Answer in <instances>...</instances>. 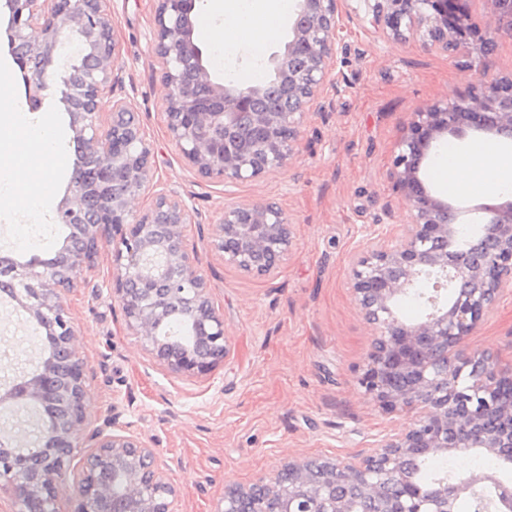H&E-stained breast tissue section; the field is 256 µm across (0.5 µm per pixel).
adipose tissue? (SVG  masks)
Here are the masks:
<instances>
[{"mask_svg": "<svg viewBox=\"0 0 512 512\" xmlns=\"http://www.w3.org/2000/svg\"><path fill=\"white\" fill-rule=\"evenodd\" d=\"M289 0H250L248 14L226 9L224 0H208L206 36L213 49L232 55L235 44L227 39L230 29L247 26L251 14H269L279 17L289 12ZM444 173L450 188L464 190L473 183L481 182L489 194L512 192V150L492 142L475 144L445 167Z\"/></svg>", "mask_w": 512, "mask_h": 512, "instance_id": "obj_1", "label": "adipose tissue"}]
</instances>
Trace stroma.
<instances>
[{"instance_id": "obj_1", "label": "stroma", "mask_w": 512, "mask_h": 512, "mask_svg": "<svg viewBox=\"0 0 512 512\" xmlns=\"http://www.w3.org/2000/svg\"><path fill=\"white\" fill-rule=\"evenodd\" d=\"M475 27L454 51L439 54L418 38L380 40L369 22L348 21L351 46L346 82L328 88L325 109L310 113L285 170L234 189L236 200L270 198L296 229L292 258L274 278L224 266L209 237L224 210V187L199 179L169 141L164 92L150 38L154 0H112L122 54L121 96L140 112L152 144L155 177L194 209L186 239L224 313L229 353L215 375L183 381L155 365L126 329L117 300L97 293L112 274L110 248L66 294L85 358L89 427L105 419L131 425L150 440L181 490L179 512H212L230 483L247 484L290 457H349L370 452L379 439L409 429L414 411H387L359 384L372 330L356 308L348 261L369 225L399 214L403 202L389 171L395 143L410 113L467 94L488 79H512V36L490 35L487 0H464ZM9 12L0 9V109L49 122L57 151L37 140L0 142V154L20 166L0 193V253L21 261L52 257L68 230L52 209L31 216L25 188L40 185L53 206L77 163L73 133L59 94L30 106L23 75L9 46ZM495 38L487 52L486 38ZM37 340L22 314L0 301V359L24 364ZM512 365V291L466 342Z\"/></svg>"}]
</instances>
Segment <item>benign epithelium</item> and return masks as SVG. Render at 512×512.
Wrapping results in <instances>:
<instances>
[{
	"label": "benign epithelium",
	"instance_id": "7a95c632",
	"mask_svg": "<svg viewBox=\"0 0 512 512\" xmlns=\"http://www.w3.org/2000/svg\"><path fill=\"white\" fill-rule=\"evenodd\" d=\"M342 0H294L288 37L266 62L267 79L240 85L219 81L195 35L196 0H156L151 46L165 88L167 136L183 161L207 182L226 187L287 166L307 116L324 110L328 87L344 78L348 52ZM377 38L419 36L448 51L468 17L458 0H360ZM493 31L512 33V0H488ZM11 53L25 75L29 99L60 85V101L80 161L55 208L69 228L56 256L22 262L0 256V298L22 312L41 340L32 369L0 385V411L37 412L36 446L24 449L0 433V491L16 512H47L71 478V512H177L179 490L155 449L138 435L93 430L89 450L77 448L86 421L85 360L63 291L92 269L111 245L108 295L122 306L126 327L153 362L182 380L208 379L229 352L224 315L196 251L186 245L190 208L154 180L152 148L137 114L116 97L121 51L112 0H6ZM76 38L79 64L59 62L58 48ZM112 97V112L100 100ZM512 142V85L492 82L478 92L412 112L395 144L389 178L404 202L401 234L379 244L378 231L349 258L354 303L372 327L360 385L390 410H417L413 426L378 441L370 454L294 458L253 482L229 484L214 512H362L361 504L389 480L379 512H457L464 497L495 485L501 508L512 509V486L462 473L425 493L409 476L418 456L473 448L512 465V367L464 344L499 295L512 288V199L503 195L468 206L483 224L475 251L458 249L460 206L427 183L423 168L449 139ZM148 191L149 205L130 206ZM224 265L254 277L275 276L290 260L293 219L277 203L224 201L211 233ZM425 314L405 322L400 299L427 274ZM178 314L191 330L182 342L168 322Z\"/></svg>",
	"mask_w": 512,
	"mask_h": 512
}]
</instances>
